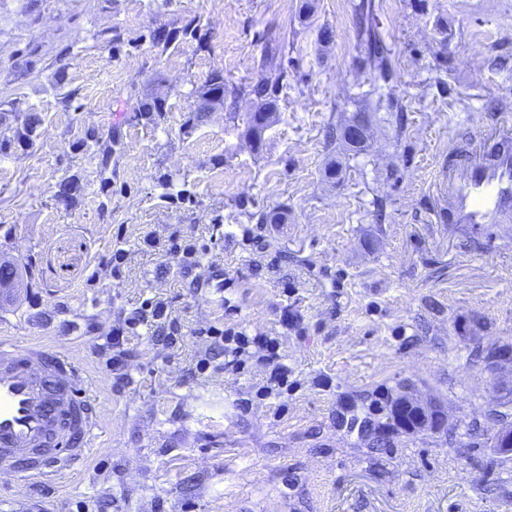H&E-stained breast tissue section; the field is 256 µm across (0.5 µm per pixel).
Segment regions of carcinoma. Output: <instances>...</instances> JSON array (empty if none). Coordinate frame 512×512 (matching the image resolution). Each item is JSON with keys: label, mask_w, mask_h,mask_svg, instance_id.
Listing matches in <instances>:
<instances>
[{"label": "carcinoma", "mask_w": 512, "mask_h": 512, "mask_svg": "<svg viewBox=\"0 0 512 512\" xmlns=\"http://www.w3.org/2000/svg\"><path fill=\"white\" fill-rule=\"evenodd\" d=\"M359 11V46L364 49L367 55L370 68L374 77L386 79L390 77L389 58L385 54L379 33L373 25V8L371 0H361L358 5ZM153 44L168 49L174 43H196L198 49L206 47L205 38L200 34V20L192 17L184 19L180 25L171 29H163L152 34ZM282 75L268 77L260 80L250 86L248 94L255 97L256 112L251 115V134L259 139L261 138L264 125L257 122V118L270 112H275V98L278 92V86ZM212 93L215 95L213 104L216 106L224 105V96L226 94H235L236 88L227 87L224 84V72L213 71L199 88L198 94L205 95ZM10 111L16 114L17 126L14 136L17 143L24 146H31L36 138L35 132L41 123V117L34 108H19V102L11 100L7 102ZM138 111L145 119L155 121L163 116L165 112V101L158 98L144 99L140 101ZM72 147L76 150L86 151L91 158L96 161L99 173L104 175L101 179V194L105 197L112 195V178L105 176V173L112 171V157L117 154L121 148V139L119 134L108 132L104 135L94 129H87L76 137L72 142ZM66 191L57 195V198L65 207H71L77 201L81 191L80 177L74 175L65 181ZM402 387V381L398 380L392 386H387L382 390L359 391L353 394V402L349 407V415L343 424L347 432L363 433L367 421L376 422L377 426L390 429V436L383 441L381 445L368 448L367 461L373 465L377 464L380 456L390 455L395 448H403L405 444L403 439L410 438L406 431V426L414 424L412 414L406 413L403 416L395 414L393 404L394 393Z\"/></svg>", "instance_id": "cac0c4a2"}]
</instances>
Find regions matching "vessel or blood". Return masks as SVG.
<instances>
[{
  "instance_id": "b4317fda",
  "label": "vessel or blood",
  "mask_w": 512,
  "mask_h": 512,
  "mask_svg": "<svg viewBox=\"0 0 512 512\" xmlns=\"http://www.w3.org/2000/svg\"><path fill=\"white\" fill-rule=\"evenodd\" d=\"M453 178L448 221L484 232L512 222V129L493 125L480 135ZM96 384L68 355L0 337V463L33 478L59 480L96 445Z\"/></svg>"
}]
</instances>
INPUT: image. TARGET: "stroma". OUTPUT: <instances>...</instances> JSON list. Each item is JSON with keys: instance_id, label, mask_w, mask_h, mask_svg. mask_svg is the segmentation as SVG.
Returning <instances> with one entry per match:
<instances>
[{"instance_id": "obj_1", "label": "stroma", "mask_w": 512, "mask_h": 512, "mask_svg": "<svg viewBox=\"0 0 512 512\" xmlns=\"http://www.w3.org/2000/svg\"><path fill=\"white\" fill-rule=\"evenodd\" d=\"M359 2L0 0V262L29 283L0 308V336L71 353L101 405L97 445L69 477L0 464V512H512V453L421 436L379 467L336 424L348 395L400 377L462 426L512 390V371L491 381L457 328L477 311L476 341L512 337V223L488 246L439 218L449 163L512 118V0H373L385 82L358 46ZM194 16L206 48L153 45L150 31ZM113 28L111 53L95 36ZM217 69L239 95L189 123ZM274 75L257 144L242 89ZM68 92L81 111L64 110ZM152 97L166 102L154 122L137 110ZM13 99L41 116L32 146L12 142ZM358 112L370 131L353 152L328 135ZM113 127L106 200L71 143ZM74 174L83 190L67 208L56 187ZM272 213L281 223H263ZM174 236L195 243L197 265L168 253ZM160 300L178 340L127 333L114 385L113 328ZM212 326L277 338L287 393L260 395L255 360L225 371Z\"/></svg>"}]
</instances>
